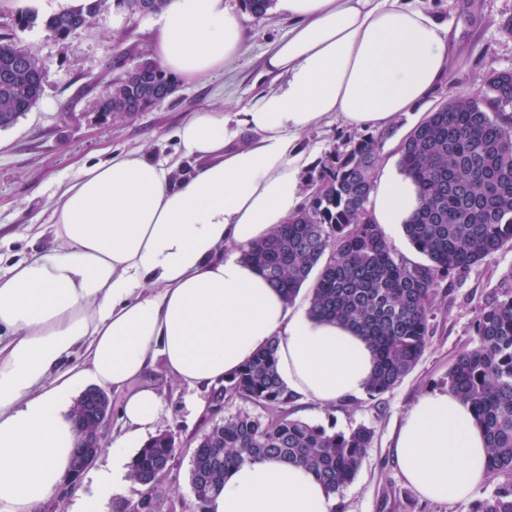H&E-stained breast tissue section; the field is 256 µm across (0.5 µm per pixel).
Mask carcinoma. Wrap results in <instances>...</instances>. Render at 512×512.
Returning <instances> with one entry per match:
<instances>
[{"instance_id": "cac0c4a2", "label": "carcinoma", "mask_w": 512, "mask_h": 512, "mask_svg": "<svg viewBox=\"0 0 512 512\" xmlns=\"http://www.w3.org/2000/svg\"><path fill=\"white\" fill-rule=\"evenodd\" d=\"M108 2L85 0L48 16L44 26L65 37ZM124 2L140 14H154L166 0ZM242 4L261 18L273 0ZM44 78L37 58L15 42H0V128L37 104ZM485 87L480 99L457 96L433 109L400 144V171L417 183L422 200L404 234L427 262L398 257L384 227L369 218V197L395 126L342 140L308 172L310 193L301 210L266 240L240 250L241 260L290 304L314 280L309 313L351 325L366 337L376 356L366 388L371 397L394 389L420 360L440 283L512 249V70L490 72ZM176 88L157 61L143 58L102 93V115L120 119L126 103L146 112ZM474 333V345L454 358L448 388L474 408L488 440L487 478L495 484L469 512H512L511 289L478 309ZM221 398L250 403L262 413L229 415L196 440L189 481L201 512L222 488L227 470L261 458L303 466L336 494L354 480L373 444L375 432L366 425L333 431L293 417L299 395L278 373L274 340L213 389L209 401ZM176 451V437L164 432L137 452L129 476L144 492L120 512H162L156 474L175 460Z\"/></svg>"}]
</instances>
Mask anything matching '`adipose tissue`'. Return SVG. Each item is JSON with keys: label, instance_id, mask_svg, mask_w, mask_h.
<instances>
[{"label": "adipose tissue", "instance_id": "1", "mask_svg": "<svg viewBox=\"0 0 512 512\" xmlns=\"http://www.w3.org/2000/svg\"><path fill=\"white\" fill-rule=\"evenodd\" d=\"M276 10L289 23L264 60L277 87L239 120L194 112L165 159L130 150L84 167L53 211L56 247L0 271V512H33L71 476V411L90 385L122 393V432L95 491L73 489L74 512H112L125 451L147 443L163 409L154 389L129 385L159 357L178 381L212 386L273 339L279 374L300 396L328 406L365 391L366 341L292 310L237 251L301 208L304 134L332 115L384 128L445 83L450 29L425 0H276ZM244 42L227 0H167L153 54L193 81L236 63ZM418 206L414 183L383 162L375 223L406 224ZM393 453L432 502L470 499L487 473L473 411L446 389L407 411ZM332 502L307 469L265 458L231 469L207 510L330 512Z\"/></svg>", "mask_w": 512, "mask_h": 512}]
</instances>
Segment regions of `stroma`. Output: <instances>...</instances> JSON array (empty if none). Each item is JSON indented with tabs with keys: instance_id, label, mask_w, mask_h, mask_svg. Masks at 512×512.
Masks as SVG:
<instances>
[{
	"instance_id": "obj_1",
	"label": "stroma",
	"mask_w": 512,
	"mask_h": 512,
	"mask_svg": "<svg viewBox=\"0 0 512 512\" xmlns=\"http://www.w3.org/2000/svg\"><path fill=\"white\" fill-rule=\"evenodd\" d=\"M78 0H0V33L13 34L46 68L44 92L29 112L0 129V254L31 256L53 247V210L65 185L83 166L105 159L107 152L139 149L163 159L176 146L178 125L193 112L214 109L237 112L266 91L264 54L288 32V21L275 12L257 19L243 14L245 48L229 72H217L193 83H179L176 92L146 112L117 121L96 112V100L122 65L152 53L155 15L132 13L110 0L90 24L59 40L42 20L76 6ZM451 21L458 57L447 83L417 111L396 117L398 134L384 147L398 161L400 137L434 106L456 97L459 88L484 83L492 70H512V37L502 31L512 18V0H439ZM37 14L34 24H18L21 13ZM352 128L333 116L303 137V145L321 161L351 134ZM512 270V249L495 253L461 277L443 282L430 324L429 343L415 369L392 391L373 398L362 394L322 407L301 399L294 415L313 425L346 431L358 425L374 429L371 448L354 481L333 498L336 512H468V503L421 500L404 482L392 454L393 436L405 413L427 392L448 385L455 354L473 346L478 306L506 289ZM160 394L164 408L158 432L176 434L183 447L165 480L173 512H200L191 492L190 441L213 423L206 415L210 390L174 380L163 361H156L146 379Z\"/></svg>"
}]
</instances>
